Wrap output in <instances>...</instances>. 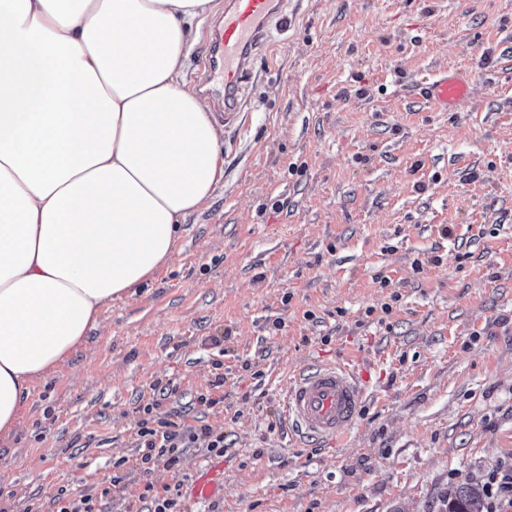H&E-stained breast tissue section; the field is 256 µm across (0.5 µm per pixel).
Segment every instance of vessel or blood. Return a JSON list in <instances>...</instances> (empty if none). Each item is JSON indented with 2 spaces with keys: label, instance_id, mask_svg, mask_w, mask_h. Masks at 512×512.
Wrapping results in <instances>:
<instances>
[{
  "label": "vessel or blood",
  "instance_id": "b4317fda",
  "mask_svg": "<svg viewBox=\"0 0 512 512\" xmlns=\"http://www.w3.org/2000/svg\"><path fill=\"white\" fill-rule=\"evenodd\" d=\"M286 0H225L224 9L208 24L206 52L194 73L196 91L215 107L214 116L226 129H238L247 100L245 75L265 51L271 33L287 17ZM476 75L440 69L421 86L420 95L435 112H455L471 102ZM367 380L352 364L314 365L286 378L281 387L282 414L300 441L313 446L336 442L351 429L366 400ZM224 493L223 464L209 465L192 488L195 499Z\"/></svg>",
  "mask_w": 512,
  "mask_h": 512
}]
</instances>
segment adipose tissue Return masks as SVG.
Here are the masks:
<instances>
[{
    "mask_svg": "<svg viewBox=\"0 0 512 512\" xmlns=\"http://www.w3.org/2000/svg\"><path fill=\"white\" fill-rule=\"evenodd\" d=\"M212 0H0V440L224 174L180 83Z\"/></svg>",
    "mask_w": 512,
    "mask_h": 512,
    "instance_id": "obj_1",
    "label": "adipose tissue"
}]
</instances>
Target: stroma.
I'll list each match as a JSON object with an SVG mask.
<instances>
[{
  "label": "stroma",
  "instance_id": "stroma-1",
  "mask_svg": "<svg viewBox=\"0 0 512 512\" xmlns=\"http://www.w3.org/2000/svg\"><path fill=\"white\" fill-rule=\"evenodd\" d=\"M250 115L172 261L108 302L0 443V512H57L121 462L102 512L212 459L139 466L160 410L224 435V496L183 512H442L512 465V0H288ZM477 75L470 112L420 82ZM355 360L369 397L344 443L297 447L279 383ZM224 401L197 402L216 374Z\"/></svg>",
  "mask_w": 512,
  "mask_h": 512
}]
</instances>
